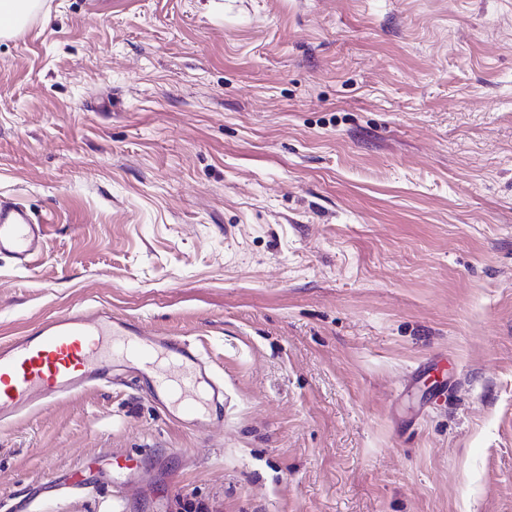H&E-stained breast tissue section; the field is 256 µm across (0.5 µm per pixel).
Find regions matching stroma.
Here are the masks:
<instances>
[{"mask_svg":"<svg viewBox=\"0 0 512 512\" xmlns=\"http://www.w3.org/2000/svg\"><path fill=\"white\" fill-rule=\"evenodd\" d=\"M0 38V343L107 309L224 423L132 382L0 425V512H512V0H42ZM131 454L123 492L80 462ZM44 220L22 203L0 199V257L19 268H29L42 259L46 248Z\"/></svg>","mask_w":512,"mask_h":512,"instance_id":"stroma-1","label":"stroma"}]
</instances>
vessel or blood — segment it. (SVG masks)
<instances>
[{
	"label": "vessel or blood",
	"mask_w": 512,
	"mask_h": 512,
	"mask_svg": "<svg viewBox=\"0 0 512 512\" xmlns=\"http://www.w3.org/2000/svg\"><path fill=\"white\" fill-rule=\"evenodd\" d=\"M41 220L22 203L0 199V257L27 268L43 258ZM134 375L159 405L175 402L177 418L213 424L210 405L224 383L198 349L174 335H148L130 320L101 309L72 311L43 320L0 344V422L54 398Z\"/></svg>",
	"instance_id": "vessel-or-blood-1"
}]
</instances>
